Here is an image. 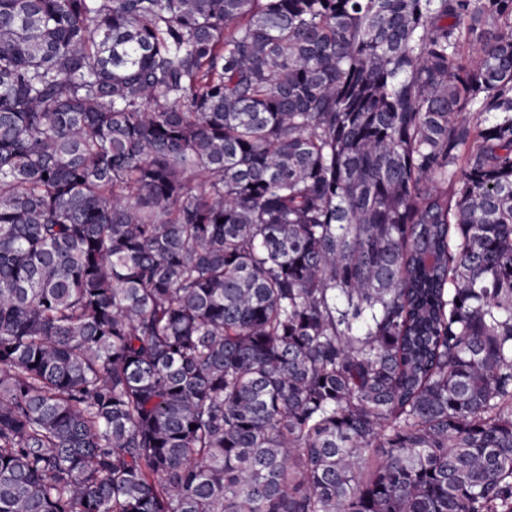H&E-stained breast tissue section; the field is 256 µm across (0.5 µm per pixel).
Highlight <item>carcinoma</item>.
I'll list each match as a JSON object with an SVG mask.
<instances>
[{"instance_id":"1","label":"carcinoma","mask_w":512,"mask_h":512,"mask_svg":"<svg viewBox=\"0 0 512 512\" xmlns=\"http://www.w3.org/2000/svg\"><path fill=\"white\" fill-rule=\"evenodd\" d=\"M0 512H512V0H0Z\"/></svg>"}]
</instances>
